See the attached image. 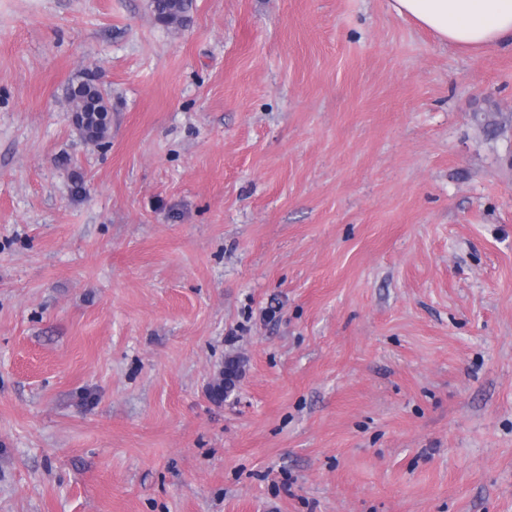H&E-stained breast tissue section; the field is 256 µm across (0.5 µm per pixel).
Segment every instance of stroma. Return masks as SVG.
I'll use <instances>...</instances> for the list:
<instances>
[{"mask_svg": "<svg viewBox=\"0 0 512 512\" xmlns=\"http://www.w3.org/2000/svg\"><path fill=\"white\" fill-rule=\"evenodd\" d=\"M0 512H512V48L0 0ZM99 85L94 79H86L69 90L74 110L82 113L85 131L96 140L105 135L109 124L108 109Z\"/></svg>", "mask_w": 512, "mask_h": 512, "instance_id": "1", "label": "stroma"}]
</instances>
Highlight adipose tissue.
I'll use <instances>...</instances> for the list:
<instances>
[{
    "label": "adipose tissue",
    "instance_id": "1",
    "mask_svg": "<svg viewBox=\"0 0 512 512\" xmlns=\"http://www.w3.org/2000/svg\"><path fill=\"white\" fill-rule=\"evenodd\" d=\"M389 5L449 45L470 51L512 46V0H389Z\"/></svg>",
    "mask_w": 512,
    "mask_h": 512
}]
</instances>
